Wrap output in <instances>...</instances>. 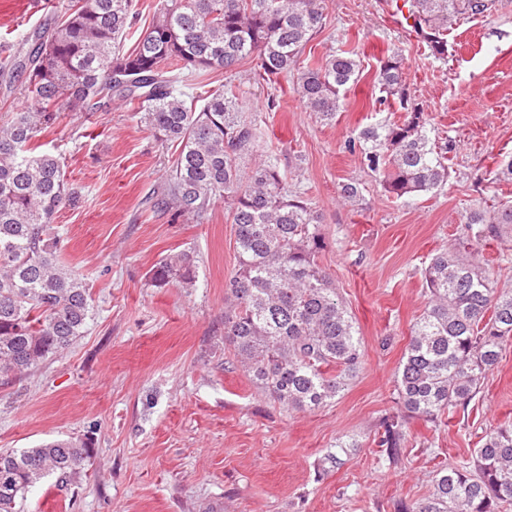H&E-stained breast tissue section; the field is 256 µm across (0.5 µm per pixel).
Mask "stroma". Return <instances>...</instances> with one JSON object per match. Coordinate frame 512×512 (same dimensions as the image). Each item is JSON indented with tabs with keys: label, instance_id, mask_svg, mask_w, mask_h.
Listing matches in <instances>:
<instances>
[{
	"label": "stroma",
	"instance_id": "1",
	"mask_svg": "<svg viewBox=\"0 0 512 512\" xmlns=\"http://www.w3.org/2000/svg\"><path fill=\"white\" fill-rule=\"evenodd\" d=\"M71 5L0 0V61L30 50L33 32ZM344 43L363 73L329 125L302 105L293 80L267 85L251 63L201 81L232 85L257 124L254 158L276 153L289 189L321 215L319 261L365 347L357 377L312 410L257 389L224 343V282L237 265L227 206L171 221L150 198L165 186L175 145L117 102L62 113L40 141L77 198L51 229L61 262L88 285L92 315L70 347L20 378L0 377V449L83 435L94 444L84 469L46 477L17 512H398L400 502L427 498L440 470L469 462L486 431L512 422L511 344L465 414L449 424L408 418L396 461L378 445L427 302L424 266L464 236L466 212L512 201V182L495 179L497 161L512 157V0L452 29L444 59L429 56L395 0H328L306 51L321 60ZM395 48L430 138L448 148L447 183L401 199L344 149L387 117L374 77ZM351 179L362 189L356 206L339 196ZM178 252L196 259L195 288L155 285L151 269Z\"/></svg>",
	"mask_w": 512,
	"mask_h": 512
}]
</instances>
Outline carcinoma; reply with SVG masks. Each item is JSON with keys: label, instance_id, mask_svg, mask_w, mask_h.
Listing matches in <instances>:
<instances>
[{"label": "carcinoma", "instance_id": "obj_1", "mask_svg": "<svg viewBox=\"0 0 512 512\" xmlns=\"http://www.w3.org/2000/svg\"><path fill=\"white\" fill-rule=\"evenodd\" d=\"M405 20L428 53L448 56V32L496 8V0H403ZM326 0H161L133 48L125 41L133 0H73L51 29L33 34L27 57H6L0 76L26 75L31 105L0 124V376L18 378L79 336L90 316L88 288L60 264L54 214L75 198L59 159L38 137L61 113L117 100L161 140L178 144L168 186L155 207L201 217L218 199L234 224L237 269L224 284V341L251 380L288 409H315L340 395L365 354L356 322L319 265L321 216L288 190L278 158L252 163L258 134L232 86L185 97L184 71L229 70L254 62L268 84L297 72L300 101L323 122L336 120L345 90L358 81V51L343 44L322 61L300 59L322 28ZM379 104L398 112L364 125L344 142L363 168L383 175L396 199L429 193L448 180L443 151L425 112L411 98L404 58L394 49L375 75ZM201 106H196L198 101ZM466 242L435 254L423 271L428 305L413 325L397 370V405L435 422L465 412L512 343V287L471 247L512 235V202L466 214ZM196 261L170 254L151 270L158 286L193 288ZM402 412L388 417L378 445L398 457ZM88 437L58 439L19 452L0 450V512H15L41 479L79 472ZM512 506V424L486 433L472 462L437 474L422 501L401 512H504Z\"/></svg>", "mask_w": 512, "mask_h": 512}]
</instances>
